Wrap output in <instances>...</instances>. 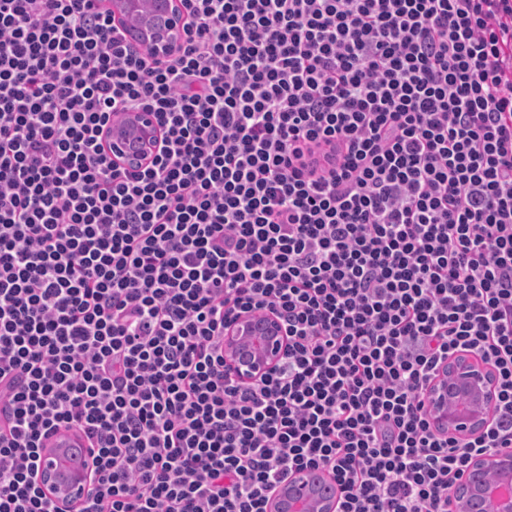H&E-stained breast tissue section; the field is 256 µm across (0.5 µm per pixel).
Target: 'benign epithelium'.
Wrapping results in <instances>:
<instances>
[{
	"mask_svg": "<svg viewBox=\"0 0 512 512\" xmlns=\"http://www.w3.org/2000/svg\"><path fill=\"white\" fill-rule=\"evenodd\" d=\"M118 28L150 53L168 56L182 42L181 0H114ZM162 129L155 117L131 112L124 134L112 141V155L127 168L145 164L155 153ZM287 346L280 319L268 311L243 314L224 328V365L242 381L274 370ZM495 396L492 368L470 354H460L441 368L429 388L426 415L432 427L452 437L480 432L488 422L487 406ZM58 455L47 454L38 480L65 508L84 492L76 479L62 474ZM471 479L458 482L452 493L454 512H512V452H497L472 461ZM332 487L315 474L297 472L270 502L272 512H334Z\"/></svg>",
	"mask_w": 512,
	"mask_h": 512,
	"instance_id": "1",
	"label": "benign epithelium"
}]
</instances>
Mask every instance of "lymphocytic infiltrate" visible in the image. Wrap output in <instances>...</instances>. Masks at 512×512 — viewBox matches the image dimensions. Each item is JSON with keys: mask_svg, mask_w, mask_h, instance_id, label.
Here are the masks:
<instances>
[{"mask_svg": "<svg viewBox=\"0 0 512 512\" xmlns=\"http://www.w3.org/2000/svg\"><path fill=\"white\" fill-rule=\"evenodd\" d=\"M106 0H0V512L78 429L70 512H268L296 471L336 512H449L512 449V0H182L153 58ZM164 130L126 170L102 133ZM288 334L251 384L224 326ZM494 371L479 433L427 390ZM495 396L492 368L470 354H460L442 367L429 388L426 415L432 427L448 436L467 437L488 422L487 406ZM46 446L56 448L66 455V465L71 473L81 475L87 482V442L77 430H63L55 434Z\"/></svg>", "mask_w": 512, "mask_h": 512, "instance_id": "lymphocytic-infiltrate-1", "label": "lymphocytic infiltrate"}]
</instances>
